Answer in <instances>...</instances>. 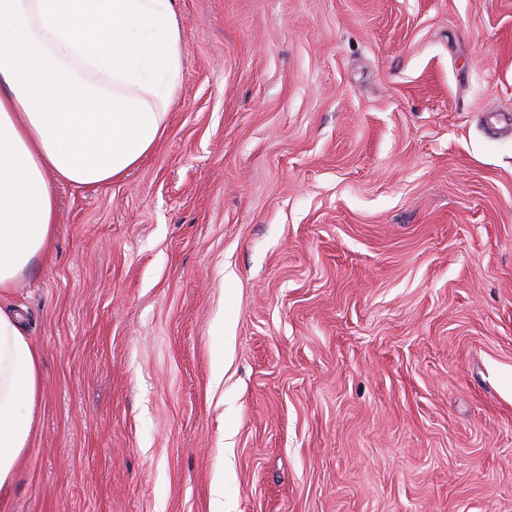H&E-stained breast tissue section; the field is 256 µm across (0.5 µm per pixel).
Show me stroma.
<instances>
[{
    "label": "stroma",
    "mask_w": 512,
    "mask_h": 512,
    "mask_svg": "<svg viewBox=\"0 0 512 512\" xmlns=\"http://www.w3.org/2000/svg\"><path fill=\"white\" fill-rule=\"evenodd\" d=\"M174 6L160 142L0 296V512H512V0ZM40 351L21 312L0 305V495L9 491L15 464L34 427L40 387Z\"/></svg>",
    "instance_id": "1"
}]
</instances>
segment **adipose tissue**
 Instances as JSON below:
<instances>
[{"instance_id": "adipose-tissue-1", "label": "adipose tissue", "mask_w": 512, "mask_h": 512, "mask_svg": "<svg viewBox=\"0 0 512 512\" xmlns=\"http://www.w3.org/2000/svg\"><path fill=\"white\" fill-rule=\"evenodd\" d=\"M173 0H0V293L47 259L50 177L123 178L162 137L180 72ZM84 70L112 82L100 96ZM40 352L0 305V495L34 427Z\"/></svg>"}]
</instances>
